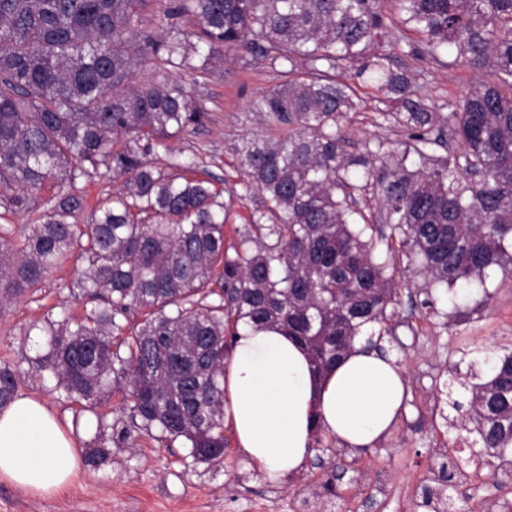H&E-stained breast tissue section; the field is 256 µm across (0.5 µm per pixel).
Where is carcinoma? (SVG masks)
<instances>
[{
	"instance_id": "cac0c4a2",
	"label": "carcinoma",
	"mask_w": 512,
	"mask_h": 512,
	"mask_svg": "<svg viewBox=\"0 0 512 512\" xmlns=\"http://www.w3.org/2000/svg\"><path fill=\"white\" fill-rule=\"evenodd\" d=\"M396 2L424 53L489 69L447 114L375 51L386 37L380 0H0V206L23 212L53 190L23 231L0 226V313L73 255L81 270L65 288L94 302L80 318L49 312L24 328L41 348L0 364V409L23 378L49 377L74 417L95 416L92 467L143 435L220 460L224 360L240 325L284 329L325 372L360 339L388 353L401 297L410 316L436 312L431 287L462 301L486 289L488 271L512 274V0ZM238 53L283 70L250 102L269 130L234 145L264 211L232 241L230 208L210 182L166 174L150 156L207 118L171 70ZM346 61L358 62L351 75ZM147 62L152 78L134 82ZM358 84L395 107L378 116L406 140L347 150ZM101 167L123 189L75 224L76 182ZM370 191L376 213L358 207ZM398 251L429 287L403 274ZM469 355L442 375L475 452L441 463L439 484L476 457L512 474V350L482 376L461 369ZM114 392L125 405L112 419L99 408ZM422 506L457 512L429 487Z\"/></svg>"
}]
</instances>
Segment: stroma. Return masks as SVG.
Returning a JSON list of instances; mask_svg holds the SVG:
<instances>
[{
    "instance_id": "1",
    "label": "stroma",
    "mask_w": 512,
    "mask_h": 512,
    "mask_svg": "<svg viewBox=\"0 0 512 512\" xmlns=\"http://www.w3.org/2000/svg\"><path fill=\"white\" fill-rule=\"evenodd\" d=\"M380 6L387 25L385 51L397 69L423 85L437 111H447L449 100L461 99L484 76L485 67L455 64L444 54H418V35L402 24L394 0H381ZM171 78L185 86L209 119L173 139L171 152L156 157L157 167L172 175L210 180L232 201L235 224H245L251 212L262 208L263 198L246 190L233 146L242 136L264 130L248 104L277 83V67L244 54L193 74L175 70ZM359 93L364 103L351 127L355 146L368 139L401 138L400 129L379 124L374 90L363 86ZM77 187L86 199L77 221L86 224L121 185L100 170L78 180ZM78 269L75 258H68L46 276L34 296L19 299L0 314V363L34 354L35 340L21 334L30 321L51 310L82 313L83 301L71 298L63 287ZM487 285V295H474L465 307L449 309L447 322L421 309L410 325L397 327L399 342L391 351L406 377L409 402L375 447L354 451L324 436L296 475L272 483L236 442H229L221 461L197 463L182 443L166 446L144 437L136 448L113 452L100 467L84 466L70 485L50 498L27 495L1 481L0 512H428L421 505L422 491L444 455L432 442L438 373L456 359L458 349L479 347L492 356L512 348V278L497 271ZM18 391L39 397L64 425H77L82 441L93 437V415L75 416L59 402L51 383L26 380ZM339 458L346 463L340 474L333 468ZM448 493L463 500L468 512H512V476L493 463L470 465Z\"/></svg>"
}]
</instances>
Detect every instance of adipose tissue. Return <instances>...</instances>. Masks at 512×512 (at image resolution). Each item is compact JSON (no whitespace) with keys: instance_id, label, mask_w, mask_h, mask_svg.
I'll list each match as a JSON object with an SVG mask.
<instances>
[{"instance_id":"ef3b65f1","label":"adipose tissue","mask_w":512,"mask_h":512,"mask_svg":"<svg viewBox=\"0 0 512 512\" xmlns=\"http://www.w3.org/2000/svg\"><path fill=\"white\" fill-rule=\"evenodd\" d=\"M404 375L393 356L355 343L329 372L276 327L243 326L224 364V421L270 481L295 474L322 430L354 450L373 447L404 409ZM82 465L78 437L38 398L0 411V480L51 496Z\"/></svg>"}]
</instances>
